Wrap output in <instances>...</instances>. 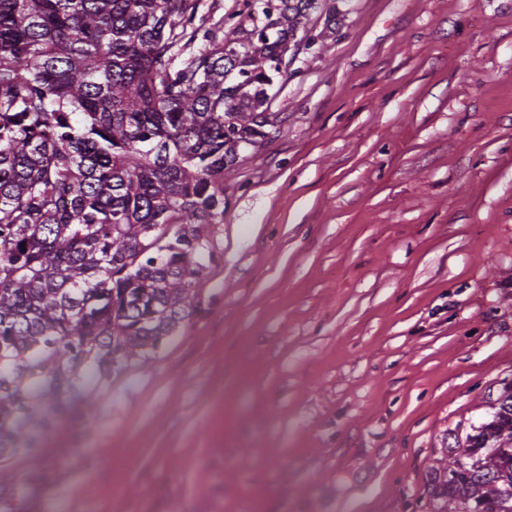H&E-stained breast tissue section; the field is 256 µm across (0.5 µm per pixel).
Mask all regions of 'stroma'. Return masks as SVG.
<instances>
[{"label": "stroma", "instance_id": "stroma-1", "mask_svg": "<svg viewBox=\"0 0 512 512\" xmlns=\"http://www.w3.org/2000/svg\"><path fill=\"white\" fill-rule=\"evenodd\" d=\"M224 172L191 315L0 512H429L512 383V0H328Z\"/></svg>", "mask_w": 512, "mask_h": 512}]
</instances>
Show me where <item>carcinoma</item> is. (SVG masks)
Segmentation results:
<instances>
[{"mask_svg": "<svg viewBox=\"0 0 512 512\" xmlns=\"http://www.w3.org/2000/svg\"><path fill=\"white\" fill-rule=\"evenodd\" d=\"M200 6L0 0L1 455L32 446L35 401L90 407L80 374L110 377L191 314L224 170L322 38L305 24L324 0H245L213 26ZM491 408L443 437L432 512H512V386Z\"/></svg>", "mask_w": 512, "mask_h": 512, "instance_id": "carcinoma-1", "label": "carcinoma"}]
</instances>
